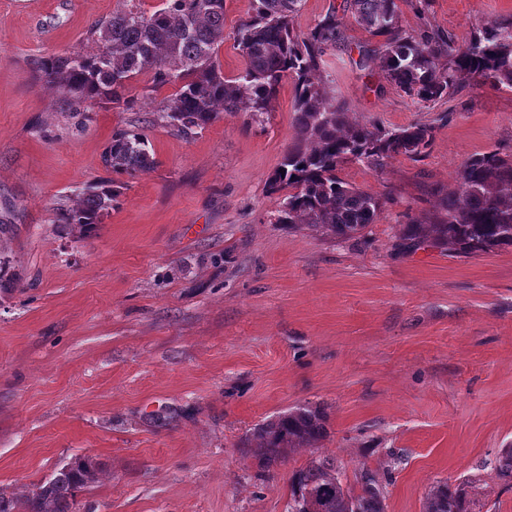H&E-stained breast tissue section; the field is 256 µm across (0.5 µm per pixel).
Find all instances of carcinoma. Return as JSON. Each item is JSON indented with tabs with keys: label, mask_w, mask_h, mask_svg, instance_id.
<instances>
[{
	"label": "carcinoma",
	"mask_w": 512,
	"mask_h": 512,
	"mask_svg": "<svg viewBox=\"0 0 512 512\" xmlns=\"http://www.w3.org/2000/svg\"><path fill=\"white\" fill-rule=\"evenodd\" d=\"M252 2V15L236 33L244 67L232 80L224 79L218 57L224 44V0H163V7L151 14L141 9L140 0H121L112 15L89 30L95 49L37 62L40 79L65 94L70 109L85 113L99 104L133 105L126 94L128 82L147 74L156 87H176L160 112L183 135L224 113L269 112L281 83L291 79L294 137L269 178L272 191H287L277 223L351 238L375 223L381 202L344 182L340 167L355 161L380 172L398 156L419 158L432 142L433 128L348 123L344 104L325 82L314 80L326 50L340 41L336 10L299 34L293 21L302 0ZM401 2L413 0H349L356 23L372 36L386 37L380 67L390 84L424 103L470 82L490 81L512 90V20L488 21L462 45L450 33L403 31ZM442 57L446 63L439 67L436 60ZM104 163L117 175L134 177L154 169L157 161L139 132L120 128L112 133ZM119 195L113 179L89 184L63 210L60 223L87 234L102 223ZM402 240L409 249L426 245L462 256L512 247V157L494 150L471 156L443 211L403 225ZM326 434L323 413L301 407L256 428L257 447L251 453L266 470L286 450L312 447ZM495 469L501 478L512 479V447L501 450ZM96 473L92 460L76 457L21 500L0 494V512H73L77 492L94 482ZM356 483V489L344 484L336 463L312 459L292 474L287 512H385V487L366 472ZM423 512H468L465 493L438 484L427 493Z\"/></svg>",
	"instance_id": "cac0c4a2"
}]
</instances>
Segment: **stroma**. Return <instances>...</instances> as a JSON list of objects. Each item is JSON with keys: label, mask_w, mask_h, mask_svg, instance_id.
Wrapping results in <instances>:
<instances>
[{"label": "stroma", "mask_w": 512, "mask_h": 512, "mask_svg": "<svg viewBox=\"0 0 512 512\" xmlns=\"http://www.w3.org/2000/svg\"><path fill=\"white\" fill-rule=\"evenodd\" d=\"M119 0H0V253L18 280L0 289V494L23 498L76 456L99 462L74 512H286L293 472L329 457L347 484L370 470L386 512H423L438 483L463 485L472 512H512L495 460L512 445V249L458 257L411 251L403 225L425 221L469 157L512 155V91L489 83L420 103L361 69V30L345 0H303L309 32L338 8L342 39L320 78L356 123L428 124L418 159L339 176L382 202L352 239L277 217L268 179L293 134L294 87L270 112L224 115L192 137L161 120L176 88L132 79L128 110L63 112L40 58L83 52ZM252 0H224L225 78ZM512 0H421L406 32L468 43ZM141 132L158 160L119 176L97 230L60 224L82 186L105 177L116 128ZM324 412L327 435L259 476L255 428L288 410Z\"/></svg>", "instance_id": "obj_1"}]
</instances>
